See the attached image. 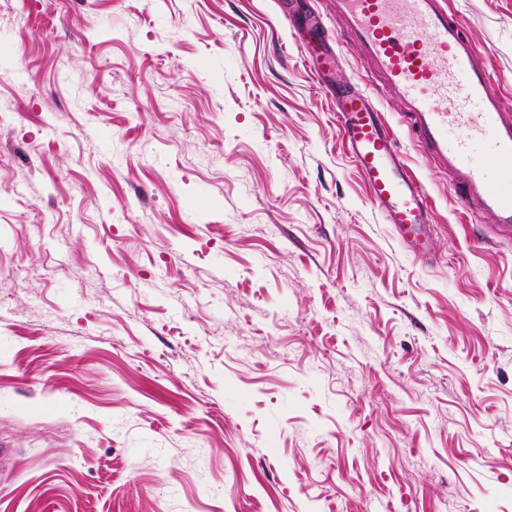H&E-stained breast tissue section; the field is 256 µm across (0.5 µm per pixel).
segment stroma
Here are the masks:
<instances>
[{
  "label": "stroma",
  "mask_w": 512,
  "mask_h": 512,
  "mask_svg": "<svg viewBox=\"0 0 512 512\" xmlns=\"http://www.w3.org/2000/svg\"><path fill=\"white\" fill-rule=\"evenodd\" d=\"M512 111V0H446ZM428 196L383 223L289 11ZM336 0H0V512H512V236Z\"/></svg>",
  "instance_id": "35a3bbf8"
}]
</instances>
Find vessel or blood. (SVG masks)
Here are the masks:
<instances>
[{
    "mask_svg": "<svg viewBox=\"0 0 512 512\" xmlns=\"http://www.w3.org/2000/svg\"><path fill=\"white\" fill-rule=\"evenodd\" d=\"M345 25L403 104L420 147L450 176L464 209L512 231V113L460 21L440 0H337ZM336 122L371 202L404 240L427 246L429 206L396 139L358 87L336 95Z\"/></svg>",
    "mask_w": 512,
    "mask_h": 512,
    "instance_id": "obj_1",
    "label": "vessel or blood"
}]
</instances>
